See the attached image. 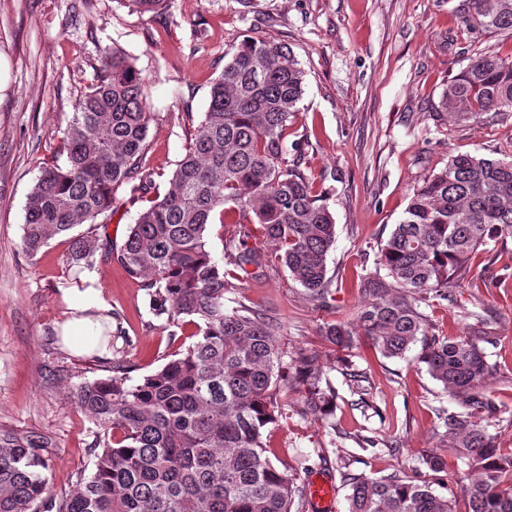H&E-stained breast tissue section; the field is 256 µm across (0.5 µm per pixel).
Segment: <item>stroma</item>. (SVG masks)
<instances>
[{
	"mask_svg": "<svg viewBox=\"0 0 512 512\" xmlns=\"http://www.w3.org/2000/svg\"><path fill=\"white\" fill-rule=\"evenodd\" d=\"M458 0H167L140 13L122 0H0V431L51 443L47 476L57 492L90 473L91 421L65 398L67 386L104 377L109 364L137 381L184 344L149 308L140 281L117 263L78 270L65 238L37 255L22 248L26 196L43 167L64 159L62 131L101 68L99 49L115 45L144 78L153 112L146 168L160 191L207 108L212 81L238 44L263 37L289 44L304 72L291 139L300 170L336 220L327 265V306L309 300L280 265L244 283L236 296L280 326L289 352H319L338 398L331 418L302 416L299 392L283 394L285 414L270 451L308 485L335 488L332 512H348L343 471L379 477L436 478L438 493L465 512L469 473L455 457L434 474L423 463L440 448L439 409L458 401L427 373L416 352L386 359L367 343L337 353L321 331L354 323L362 277L378 247L403 219L409 194L457 152L512 158V112L453 122L440 108L449 80L482 53L512 56V34L461 21ZM84 284L108 305L112 345L79 354L61 327L70 316L61 291ZM434 336L471 333L472 313L487 321L483 349L491 367L481 391L496 406L483 424L499 452H512V238L480 253L460 287L422 303ZM363 373L360 383L347 371Z\"/></svg>",
	"mask_w": 512,
	"mask_h": 512,
	"instance_id": "stroma-1",
	"label": "stroma"
}]
</instances>
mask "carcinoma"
<instances>
[{
  "label": "carcinoma",
  "instance_id": "cac0c4a2",
  "mask_svg": "<svg viewBox=\"0 0 512 512\" xmlns=\"http://www.w3.org/2000/svg\"><path fill=\"white\" fill-rule=\"evenodd\" d=\"M141 13L166 0H123ZM467 24L512 33V0H462ZM96 84L75 103L64 129L66 161L41 171L25 203L22 243L30 255L65 236L69 260L91 268L118 262L147 290L151 313L191 342L154 372L128 383L124 367L68 389L66 399L95 426L94 467L56 494L44 471L48 443L0 435V512H300L307 490L267 455L282 417L279 397L301 393L304 416L324 420L336 390L315 352L288 355L277 324L228 295L268 266L260 239L283 269L325 305L333 286L327 257L336 243L332 212L289 158L288 129L305 74L286 44L249 37L212 83L203 120L176 165L170 187L149 200L122 244L101 237L112 220L115 186L144 198L152 112L140 71L115 47L99 48ZM441 111L454 122L512 111V56L480 54L448 81ZM239 225L225 241L224 265L207 234L214 217ZM81 224L89 225L82 233ZM512 238V159L460 152L413 189L405 217L380 245L376 270L361 284L357 327L385 358L421 345L418 359L462 403L444 418L442 443L475 474L461 491L468 512H512V454L497 452L482 426L494 407L480 392L489 373L477 334L428 335L419 302L444 297L492 242ZM356 330V331H358ZM356 331L329 324V346L349 349ZM348 512H453L426 480L341 473Z\"/></svg>",
  "mask_w": 512,
  "mask_h": 512
}]
</instances>
